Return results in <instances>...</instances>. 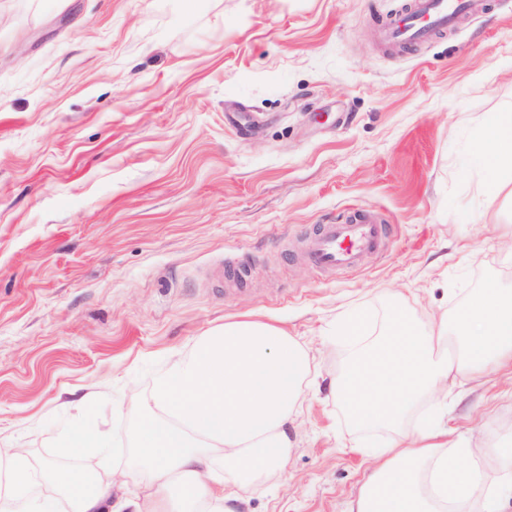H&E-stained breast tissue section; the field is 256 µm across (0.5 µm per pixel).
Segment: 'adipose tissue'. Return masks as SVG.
Returning <instances> with one entry per match:
<instances>
[{
    "label": "adipose tissue",
    "mask_w": 512,
    "mask_h": 512,
    "mask_svg": "<svg viewBox=\"0 0 512 512\" xmlns=\"http://www.w3.org/2000/svg\"><path fill=\"white\" fill-rule=\"evenodd\" d=\"M476 156L487 189L512 185L511 112L485 126ZM365 320L342 326L346 364L330 383L359 425L399 427L417 397L447 398L450 381L512 374V290L482 289L455 320L423 327L399 308L378 335L364 333ZM314 371L309 349L274 324L248 317L212 329L156 381L137 426L145 494L116 498L101 475L65 470L70 512H236L250 484L284 474ZM360 453L371 472L345 512H512L502 495L512 487L510 444L490 448L423 421ZM45 479L24 449L0 452V512H52Z\"/></svg>",
    "instance_id": "adipose-tissue-1"
}]
</instances>
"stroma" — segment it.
Here are the masks:
<instances>
[{
	"label": "stroma",
	"mask_w": 512,
	"mask_h": 512,
	"mask_svg": "<svg viewBox=\"0 0 512 512\" xmlns=\"http://www.w3.org/2000/svg\"><path fill=\"white\" fill-rule=\"evenodd\" d=\"M408 0H0V448L140 485L134 429L158 375L250 315L306 343L322 377L348 309L455 316L512 289V191L482 187L483 123L512 111V0L430 42L379 38ZM358 209L390 228L348 274L302 252ZM250 268L217 280L224 259ZM471 382L448 411L487 446L512 401ZM93 414L107 444L63 455ZM286 477L245 512H342L386 440L308 397Z\"/></svg>",
	"instance_id": "1"
}]
</instances>
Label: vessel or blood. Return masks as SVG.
<instances>
[{
	"label": "vessel or blood",
	"instance_id": "obj_1",
	"mask_svg": "<svg viewBox=\"0 0 512 512\" xmlns=\"http://www.w3.org/2000/svg\"><path fill=\"white\" fill-rule=\"evenodd\" d=\"M488 0H409L406 9L381 27L383 41L399 48L431 41L458 17L479 12ZM385 224L370 213L354 210L333 224L319 225L307 241V254L317 268L350 272L380 253L387 238Z\"/></svg>",
	"mask_w": 512,
	"mask_h": 512
}]
</instances>
